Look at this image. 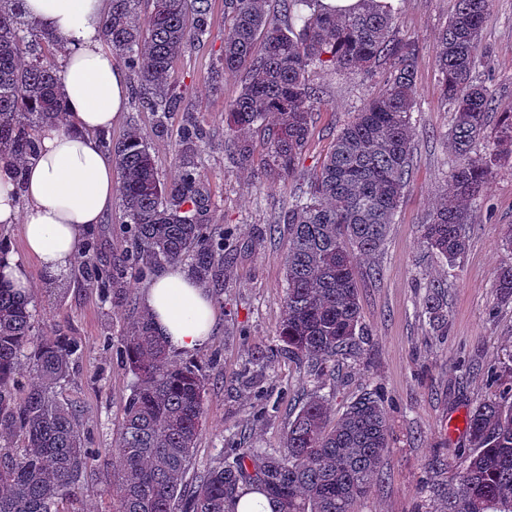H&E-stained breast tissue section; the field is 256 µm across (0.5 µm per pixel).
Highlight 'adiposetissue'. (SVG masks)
Listing matches in <instances>:
<instances>
[{"label":"adipose tissue","instance_id":"obj_1","mask_svg":"<svg viewBox=\"0 0 512 512\" xmlns=\"http://www.w3.org/2000/svg\"><path fill=\"white\" fill-rule=\"evenodd\" d=\"M28 20L50 31L63 48L61 82L66 120L40 134V150L16 186L0 162V224L19 225L23 254L0 248V274L15 287L31 280L22 264L33 258L42 271L69 272L82 252L85 231L102 223L116 196L112 157L98 139L111 129L127 101L125 71L100 39L107 0H23ZM144 306L171 350L202 347L217 323L214 301L182 266L160 271L145 288Z\"/></svg>","mask_w":512,"mask_h":512}]
</instances>
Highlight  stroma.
Wrapping results in <instances>:
<instances>
[{
	"label": "stroma",
	"mask_w": 512,
	"mask_h": 512,
	"mask_svg": "<svg viewBox=\"0 0 512 512\" xmlns=\"http://www.w3.org/2000/svg\"><path fill=\"white\" fill-rule=\"evenodd\" d=\"M211 33L204 45L179 57L172 69L176 85L188 90V112L171 115L157 132L151 113L126 104L111 134L119 139L139 128L164 180L175 174V139L185 118L207 135L200 173L210 195L211 223L233 232L224 255V276L207 282L218 322L206 344L193 353H174L178 362L201 365L208 378L205 418L194 451L191 477L220 461L225 448H281L288 422L304 395L317 384L307 364L281 353L278 327L287 288L284 255L288 196L303 190L324 161L337 132L369 97L383 87L382 75L331 74L311 68L307 79L322 92L298 173L283 181L266 174L268 145L253 135L252 162L240 167L224 145V108L240 93L243 76L213 81L224 45V0H211ZM394 31L418 41L417 98L412 112L413 154L403 202L379 252L362 263L358 277L361 320L366 330L358 358L344 361L327 377L331 418L365 387H381L388 401L390 452L370 492L355 512H430L457 485V449L466 448V416L473 401L491 397L490 366L512 352V304L501 305L494 272L512 258L503 236L512 224V162H502L484 203L474 209L468 246L456 267H448L421 244L426 224L445 187L454 161L448 131L452 114L436 69L439 35L456 0H394ZM484 50L475 75L496 90L495 112H512V0H493L482 29ZM23 264L33 283V331L76 337L82 352L60 396L79 412L90 447L102 454L82 485L71 512H112V443L119 436L123 407L133 377L112 342L142 310L145 281L130 279L119 303L103 300L80 268L59 284L48 283L36 261ZM445 285L444 327L423 312L431 282ZM272 406L255 414L256 396Z\"/></svg>",
	"instance_id": "stroma-1"
}]
</instances>
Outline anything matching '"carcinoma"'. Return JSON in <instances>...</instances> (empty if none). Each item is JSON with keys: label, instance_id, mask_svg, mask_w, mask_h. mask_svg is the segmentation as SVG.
<instances>
[{"label": "carcinoma", "instance_id": "carcinoma-1", "mask_svg": "<svg viewBox=\"0 0 512 512\" xmlns=\"http://www.w3.org/2000/svg\"><path fill=\"white\" fill-rule=\"evenodd\" d=\"M17 0H0V162L16 187L38 153L43 127L65 112L59 69L33 44L34 28ZM442 30L436 62L453 112L455 160L429 222L423 246L452 268L465 253L471 207L484 197L502 159H512V112L497 119L486 140L493 89L474 76L480 34L492 0H457ZM141 0H112L101 33L112 55L136 78L135 105L158 127L179 110L187 92L172 82L174 61L207 40L210 0H162L163 13L141 14ZM267 0H224V50L219 70L245 74L239 96L225 109L233 158L251 162V132L267 133L270 170L289 179L298 170L319 92L307 83L311 66L337 75L368 73L386 64L382 91L364 102L337 133L331 151L288 204L285 255L288 288L278 328L281 351L315 372L356 353L364 329L358 274L361 260L386 238L408 186L418 45L393 33V0H360L344 12L321 0H282L292 23L284 28ZM202 132L182 124L178 176L162 180L150 146L137 129L114 141L123 234L131 242L106 270L93 247L82 273L103 299L117 297L133 271L148 277L164 264L191 262L202 281L224 271L231 230L208 228L210 196L198 163ZM503 304H512V257L495 272ZM425 313L445 320L442 286L431 285ZM33 297L0 274V512H60L75 498L96 451L85 446L75 407L57 388L71 377L82 346L74 338L33 334ZM117 351L134 378L123 407L113 512H232L242 484L264 492L278 512H354L389 453V417L376 390L348 403L329 420L328 400L314 392L288 425L282 449L231 448L199 481L187 480L202 429L208 378L170 349L143 313L117 337ZM28 361L31 383L18 380ZM472 404L466 418L471 451L462 456L459 488L435 512H512V382Z\"/></svg>", "mask_w": 512, "mask_h": 512}]
</instances>
